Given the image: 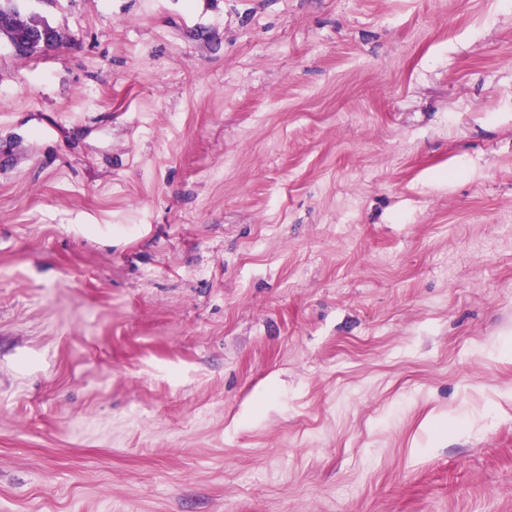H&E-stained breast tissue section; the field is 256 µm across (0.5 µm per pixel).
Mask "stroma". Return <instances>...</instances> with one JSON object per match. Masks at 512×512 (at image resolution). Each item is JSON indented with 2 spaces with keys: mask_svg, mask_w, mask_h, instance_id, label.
Here are the masks:
<instances>
[{
  "mask_svg": "<svg viewBox=\"0 0 512 512\" xmlns=\"http://www.w3.org/2000/svg\"><path fill=\"white\" fill-rule=\"evenodd\" d=\"M35 12L0 512H512V0Z\"/></svg>",
  "mask_w": 512,
  "mask_h": 512,
  "instance_id": "stroma-1",
  "label": "stroma"
}]
</instances>
